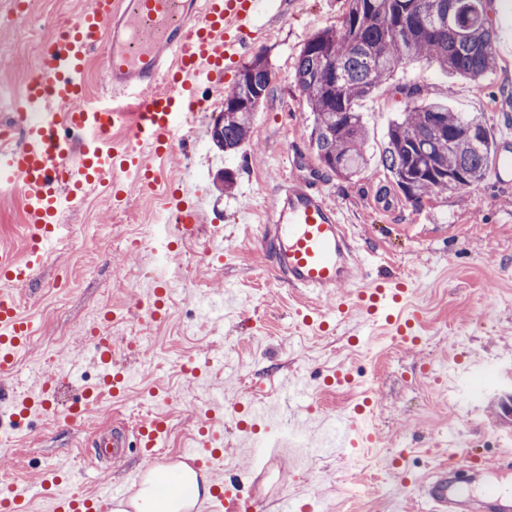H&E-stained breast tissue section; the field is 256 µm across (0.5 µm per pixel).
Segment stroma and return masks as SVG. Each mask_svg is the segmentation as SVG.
<instances>
[{
	"mask_svg": "<svg viewBox=\"0 0 512 512\" xmlns=\"http://www.w3.org/2000/svg\"><path fill=\"white\" fill-rule=\"evenodd\" d=\"M86 6V0H27L21 23L12 0H0V47L7 49L0 56V120L8 119L33 77L39 37L48 27L75 22ZM346 9V0H301L254 45L253 54L264 57L273 79L249 144L222 151L210 140L205 119L192 131L194 151L175 148L154 159L164 178L190 172L202 199L196 237L168 261L158 259L155 247L178 230L157 222L165 208L161 191L133 186L116 204L106 189L90 188L62 215L64 236L34 280L15 289L34 330L6 392L32 388L29 367L37 357L41 376L60 370L68 388L93 385L98 366L90 357V331L111 335L103 313L128 315L158 273L178 280V293L193 302L195 314L175 306L161 320L139 321L138 352L118 350L112 365L130 373L126 393L96 406L91 422L68 419L60 409L14 435L8 451L16 460V481L34 486L42 469L57 468L80 490L123 483L139 468V455L97 458L96 430L111 428L116 418L133 425L164 412L162 445L174 459L191 443L210 400L220 396L225 409L215 427L224 434L225 465L243 472L281 470L280 494L301 501L317 496L325 512H420V503L401 492L397 480L367 465L370 449L347 457L327 448L301 472L287 457L243 447L231 411L235 403L270 401L284 413L277 432L287 435L291 418L283 382L301 375L314 385L340 367L356 382L316 394L319 428L372 390L376 449L402 454L409 479L448 459L458 440L489 456L512 451V420L498 428L488 422L496 398L512 392V187L485 180L416 207L379 163L387 127L404 108L399 89L405 85L418 86L421 101L444 99L453 111L481 117L493 139L512 131V0L491 5L498 52L486 78L453 77L418 60L399 65L361 101L370 161L350 180L320 168L310 144L312 115L293 81L305 41L334 28ZM225 172L234 177L232 187L221 180ZM292 177L321 187L344 214L364 259L355 285L381 274L411 283V301L423 314L417 345H400L386 330L363 326L355 313L325 334L299 323V310L329 316L331 303L277 281L254 236L268 199ZM2 247L23 255L25 230L18 189L0 186ZM351 483L370 485L373 496L350 506Z\"/></svg>",
	"mask_w": 512,
	"mask_h": 512,
	"instance_id": "stroma-1",
	"label": "stroma"
}]
</instances>
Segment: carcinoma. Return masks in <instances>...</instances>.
I'll return each instance as SVG.
<instances>
[{
    "label": "carcinoma",
    "mask_w": 512,
    "mask_h": 512,
    "mask_svg": "<svg viewBox=\"0 0 512 512\" xmlns=\"http://www.w3.org/2000/svg\"><path fill=\"white\" fill-rule=\"evenodd\" d=\"M492 0H348L340 23L303 45L294 81L313 116L317 159H336V176L350 179L366 166L368 131L358 103L396 66L425 59L444 73L479 80L494 65ZM233 99L267 94L272 75L261 56L245 67ZM254 112L224 113L217 146L228 151L250 138ZM495 143L476 116L444 101L413 103L388 127L381 165L414 206L448 190V178L468 187L487 175Z\"/></svg>",
    "instance_id": "1"
}]
</instances>
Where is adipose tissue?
Segmentation results:
<instances>
[{
	"label": "adipose tissue",
	"instance_id": "ef3b65f1",
	"mask_svg": "<svg viewBox=\"0 0 512 512\" xmlns=\"http://www.w3.org/2000/svg\"><path fill=\"white\" fill-rule=\"evenodd\" d=\"M178 476L183 485V494L179 501H172L158 495L156 488L166 478L165 472L150 475L144 483L133 506L136 512H186L199 498L211 495V484L205 474L199 473L188 465H180Z\"/></svg>",
	"mask_w": 512,
	"mask_h": 512
}]
</instances>
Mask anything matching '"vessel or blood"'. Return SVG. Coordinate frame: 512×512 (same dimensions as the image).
<instances>
[{
    "label": "vessel or blood",
    "instance_id": "1",
    "mask_svg": "<svg viewBox=\"0 0 512 512\" xmlns=\"http://www.w3.org/2000/svg\"><path fill=\"white\" fill-rule=\"evenodd\" d=\"M267 0H93L77 20L52 27L45 37L35 76L14 104L12 134L0 138V185L18 188L23 201L27 246L24 257L0 252V379L8 380L15 357L29 338L13 287L29 284L34 272L60 236L63 213L74 207L89 187L117 188L119 183L154 186L156 172L145 167L142 149L162 155L184 141V128L205 109L195 92V78L206 73L223 82L224 67L236 63L269 24ZM105 51L104 78L112 89L107 104L87 101L83 94L85 66L93 51ZM128 127V144L108 143L111 129ZM500 186L512 185V153L497 150L488 170ZM172 223L182 238H194L199 207L169 204ZM275 278L317 299H335L337 316L358 313L366 325L391 326L399 342L419 314L408 304L409 283L374 278L352 288L361 266L359 247L339 210L309 181L290 179L272 199L259 235ZM165 277L153 279L139 309L157 316L165 294ZM56 379L44 380L22 396H0V418H35L57 408ZM364 408L342 415L336 434L339 451L365 448L375 437L365 427ZM165 430L162 420L128 426L116 419L111 431L99 432V456H119L132 448L151 455ZM484 457L468 451L436 466L416 480L418 497L428 512H512V494L477 496L466 487L469 475L487 469ZM205 468L214 487L197 512H259L262 502L243 491L240 477L224 472V459L211 454ZM135 471L121 488L101 486L78 496L58 471L41 475L42 497L49 512H113L129 499L142 480ZM0 512H29L26 491L12 485L0 493Z\"/></svg>",
    "mask_w": 512,
    "mask_h": 512
}]
</instances>
